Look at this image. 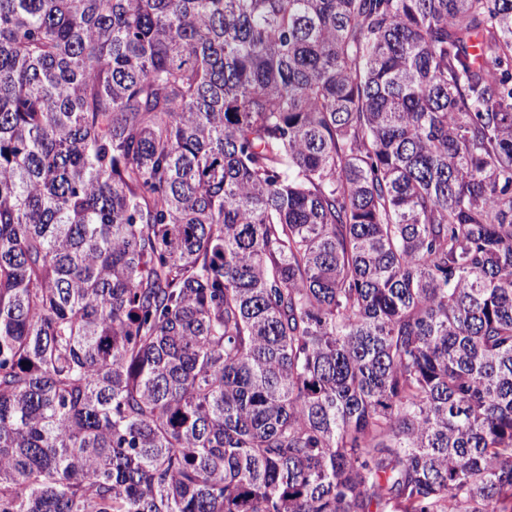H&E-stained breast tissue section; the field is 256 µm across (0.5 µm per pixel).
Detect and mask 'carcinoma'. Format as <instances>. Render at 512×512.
Here are the masks:
<instances>
[{"mask_svg": "<svg viewBox=\"0 0 512 512\" xmlns=\"http://www.w3.org/2000/svg\"><path fill=\"white\" fill-rule=\"evenodd\" d=\"M0 512H512V0H0Z\"/></svg>", "mask_w": 512, "mask_h": 512, "instance_id": "1", "label": "carcinoma"}]
</instances>
